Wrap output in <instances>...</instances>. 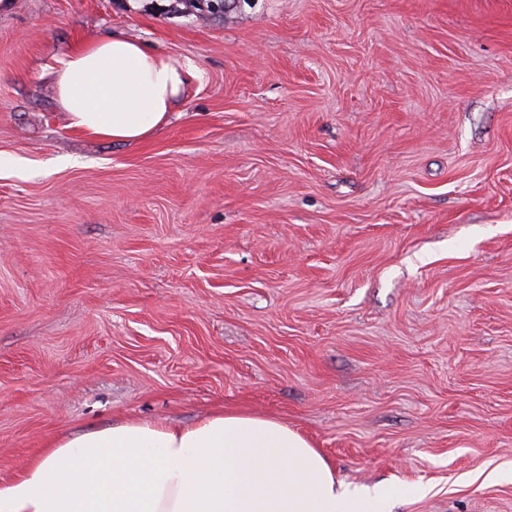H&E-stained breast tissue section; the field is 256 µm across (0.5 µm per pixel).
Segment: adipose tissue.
<instances>
[{
    "instance_id": "ef3b65f1",
    "label": "adipose tissue",
    "mask_w": 512,
    "mask_h": 512,
    "mask_svg": "<svg viewBox=\"0 0 512 512\" xmlns=\"http://www.w3.org/2000/svg\"><path fill=\"white\" fill-rule=\"evenodd\" d=\"M188 74L107 34L58 60L55 83L69 128L131 143L166 124ZM395 494L337 480L277 420L223 411L185 427L128 421L60 440L0 486V512H389Z\"/></svg>"
}]
</instances>
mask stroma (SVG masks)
Wrapping results in <instances>:
<instances>
[{
	"label": "stroma",
	"mask_w": 512,
	"mask_h": 512,
	"mask_svg": "<svg viewBox=\"0 0 512 512\" xmlns=\"http://www.w3.org/2000/svg\"><path fill=\"white\" fill-rule=\"evenodd\" d=\"M170 3L0 6V486L57 439L225 409L393 512H512L479 478L512 470V0ZM107 33L190 71L137 144L56 98ZM224 1L225 0H174L176 4L172 6V9L178 11V5L192 4L190 6L200 11L202 14L205 13L211 21L221 22L224 20V15L233 11L224 12Z\"/></svg>",
	"instance_id": "35a3bbf8"
}]
</instances>
